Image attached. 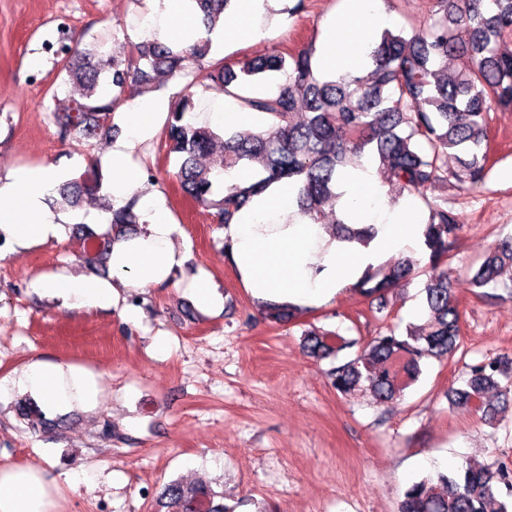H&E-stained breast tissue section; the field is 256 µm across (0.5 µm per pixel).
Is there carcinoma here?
<instances>
[{"instance_id": "1", "label": "carcinoma", "mask_w": 512, "mask_h": 512, "mask_svg": "<svg viewBox=\"0 0 512 512\" xmlns=\"http://www.w3.org/2000/svg\"><path fill=\"white\" fill-rule=\"evenodd\" d=\"M207 30H212L234 0H189ZM432 23L407 31L385 28L372 45L373 69L364 77L315 75L312 52L288 53L274 48L259 58L233 65L216 62L207 70L208 39L189 46L156 40L126 42L124 56L94 43L79 49L67 45L60 53L65 86L75 94L56 102L51 117L61 139L89 142L118 131L116 123L127 94L157 90L156 77L187 74L197 64L193 80L171 101L165 127L169 151L177 154L176 177L197 204L212 210L219 223L230 224L252 197L283 179L301 184L299 213L325 223L323 206L336 200V179L363 159L378 163L383 182L398 192H417L437 184L465 192L484 181L489 153L484 145L490 112L512 108V54L500 44L512 39V0H429ZM467 38L457 37V30ZM283 74L275 94L242 95L244 89ZM216 83L224 95L241 101L266 118L258 132L219 133L189 119L196 87L205 92ZM258 165L256 181L227 183L224 176ZM104 174L90 164L76 179L63 182L59 194L75 209L84 200L103 202L107 226L98 232L74 229L85 261L95 271H107L112 240L129 235L141 223L137 197L117 207L102 193ZM427 218L423 247L428 253L424 288L425 321L402 333L393 329L361 343L337 332L308 330L303 349L312 358L338 357L357 348L355 356L331 368L330 384L348 396L366 392L380 404L399 401L416 382L428 359L441 360L461 347V311L454 288L450 252L461 226L445 203L425 201ZM339 241L366 243L372 226L355 227L335 218L328 225ZM419 260L401 257L369 267L352 289L368 301L374 317L390 315L388 295L418 269ZM512 272V236L488 248L469 285L485 298L487 288ZM302 309L291 303L267 302L261 318L272 325L296 320ZM448 403L473 412L493 425L512 400V358L486 356L467 367L461 386L448 390ZM18 414L33 432L50 422L41 407L28 399ZM166 512H235L218 500L207 483L173 482L161 495ZM397 512H512V466L472 462L456 471H438L412 482Z\"/></svg>"}]
</instances>
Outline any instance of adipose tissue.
Segmentation results:
<instances>
[{
	"label": "adipose tissue",
	"mask_w": 512,
	"mask_h": 512,
	"mask_svg": "<svg viewBox=\"0 0 512 512\" xmlns=\"http://www.w3.org/2000/svg\"><path fill=\"white\" fill-rule=\"evenodd\" d=\"M379 0H346L345 8L324 25L321 44L313 58L318 75L363 76L371 68L364 45L386 26ZM160 24L158 38L189 45L203 32L200 17L184 0H150ZM359 46L349 56L345 45ZM161 101H143L125 114L126 140L112 150V194L124 204L139 183L129 166L130 151L152 122L163 113ZM57 181L54 169L18 168L0 183V230L17 243L40 241L59 233V223L45 203ZM336 191V209L346 223L373 224L377 236L368 244L336 241L323 225L299 214L296 187L272 185L241 209L223 229L229 257L244 288L259 301L321 305L350 287L371 265L399 254L423 258L424 219L411 197L390 202L375 166L346 171ZM142 213L147 222L132 238L112 243V274L135 288L166 280L184 262L172 243L175 226L167 209L148 192ZM20 388L37 397L49 410L95 396L92 372L78 367L62 369L30 362L19 375L0 378V393ZM56 487L31 466L0 468V512H56Z\"/></svg>",
	"instance_id": "obj_1"
}]
</instances>
